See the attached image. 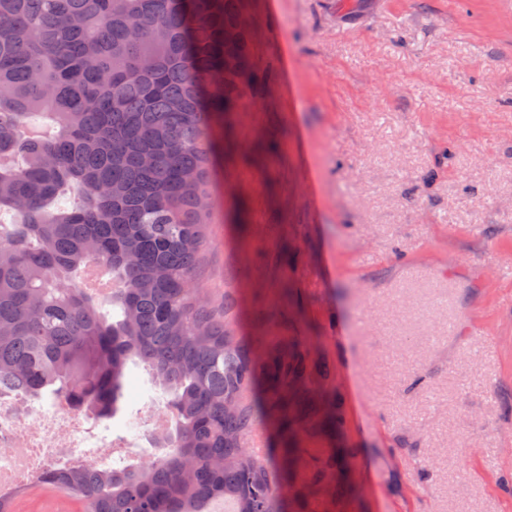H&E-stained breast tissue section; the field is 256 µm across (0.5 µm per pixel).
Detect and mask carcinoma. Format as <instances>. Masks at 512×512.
Segmentation results:
<instances>
[{"label": "carcinoma", "mask_w": 512, "mask_h": 512, "mask_svg": "<svg viewBox=\"0 0 512 512\" xmlns=\"http://www.w3.org/2000/svg\"><path fill=\"white\" fill-rule=\"evenodd\" d=\"M242 13L243 0H0V389L111 419L133 364L170 395L155 459L36 477L84 512H283L287 471L305 473L310 512L349 456L299 446L322 430L306 343L257 362L194 288L218 135L255 81ZM258 418L288 441L281 467L247 448Z\"/></svg>", "instance_id": "obj_1"}]
</instances>
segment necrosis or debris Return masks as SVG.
Segmentation results:
<instances>
[{
  "label": "necrosis or debris",
  "mask_w": 512,
  "mask_h": 512,
  "mask_svg": "<svg viewBox=\"0 0 512 512\" xmlns=\"http://www.w3.org/2000/svg\"><path fill=\"white\" fill-rule=\"evenodd\" d=\"M93 422L65 409L38 414L29 401L0 392V493L31 485L41 473L84 464L77 449L92 438Z\"/></svg>",
  "instance_id": "1"
}]
</instances>
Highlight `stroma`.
I'll return each instance as SVG.
<instances>
[{"label":"stroma","instance_id":"1","mask_svg":"<svg viewBox=\"0 0 512 512\" xmlns=\"http://www.w3.org/2000/svg\"><path fill=\"white\" fill-rule=\"evenodd\" d=\"M257 74L217 158L198 287L255 356L306 338L350 500L512 512V0H244ZM129 367L97 433L157 450Z\"/></svg>","mask_w":512,"mask_h":512}]
</instances>
